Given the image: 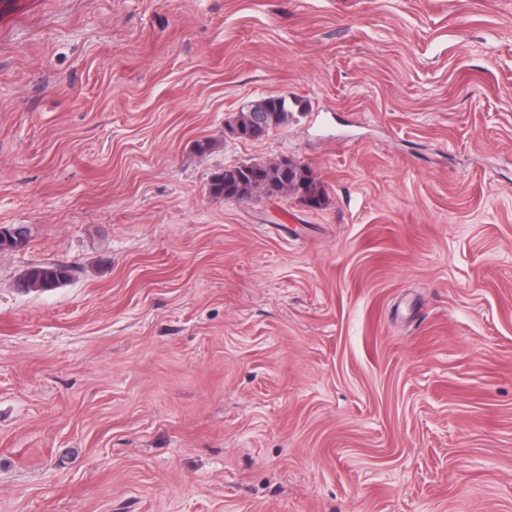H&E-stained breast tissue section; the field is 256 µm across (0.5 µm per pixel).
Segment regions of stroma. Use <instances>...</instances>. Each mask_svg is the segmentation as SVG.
Wrapping results in <instances>:
<instances>
[{
  "instance_id": "35a3bbf8",
  "label": "stroma",
  "mask_w": 512,
  "mask_h": 512,
  "mask_svg": "<svg viewBox=\"0 0 512 512\" xmlns=\"http://www.w3.org/2000/svg\"><path fill=\"white\" fill-rule=\"evenodd\" d=\"M0 225V512H512V0H14ZM292 113L288 109V103L282 97L269 96L263 98V105L260 112H257L255 104L242 110L236 116L233 125L229 128L233 135L238 139H243L239 132L246 133L252 131L254 137L250 140H256L268 134L271 130L277 129L288 123ZM249 140V139H243ZM284 191L300 194L304 202L313 201L317 207L325 197L324 187L307 169L287 161L229 167L211 184L212 194L236 201L250 200L258 192L271 196ZM70 272V266L65 263L31 265L25 270L20 285L26 291H51L66 283Z\"/></svg>"
}]
</instances>
